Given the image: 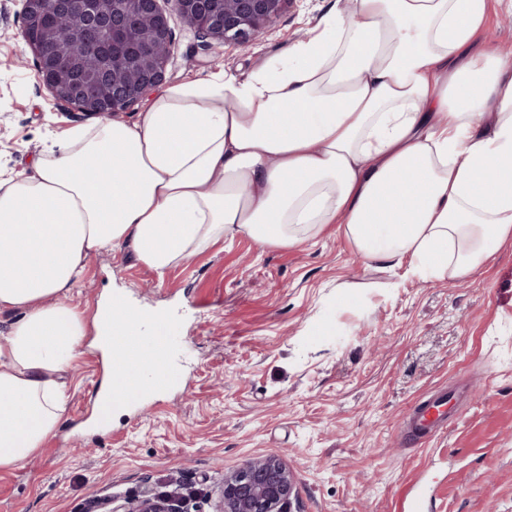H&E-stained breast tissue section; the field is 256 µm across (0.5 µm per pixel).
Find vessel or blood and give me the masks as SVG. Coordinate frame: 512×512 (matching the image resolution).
<instances>
[{"instance_id":"b4317fda","label":"vessel or blood","mask_w":512,"mask_h":512,"mask_svg":"<svg viewBox=\"0 0 512 512\" xmlns=\"http://www.w3.org/2000/svg\"><path fill=\"white\" fill-rule=\"evenodd\" d=\"M106 342L112 351V381L114 399L137 397L161 390L168 381L165 363L184 343L168 317L159 316L152 322L150 333L118 321ZM408 421L416 435L430 433L439 421L430 408L413 409Z\"/></svg>"}]
</instances>
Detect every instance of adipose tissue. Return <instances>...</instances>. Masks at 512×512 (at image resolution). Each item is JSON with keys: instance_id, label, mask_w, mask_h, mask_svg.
<instances>
[{"instance_id": "ef3b65f1", "label": "adipose tissue", "mask_w": 512, "mask_h": 512, "mask_svg": "<svg viewBox=\"0 0 512 512\" xmlns=\"http://www.w3.org/2000/svg\"><path fill=\"white\" fill-rule=\"evenodd\" d=\"M490 0H354L245 78L156 89L136 120L75 127L0 180V470L57 430L82 343L66 304L90 258L156 273L224 236L292 247L340 224L365 258L464 277L512 238V55ZM510 19V20H509ZM512 16L502 11L494 0L490 1L487 15V33L491 39L502 47L512 45Z\"/></svg>"}]
</instances>
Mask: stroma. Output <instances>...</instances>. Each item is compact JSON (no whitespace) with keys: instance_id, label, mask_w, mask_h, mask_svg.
<instances>
[{"instance_id":"1","label":"stroma","mask_w":512,"mask_h":512,"mask_svg":"<svg viewBox=\"0 0 512 512\" xmlns=\"http://www.w3.org/2000/svg\"><path fill=\"white\" fill-rule=\"evenodd\" d=\"M334 0H291L246 49L203 43L178 14L165 81L240 77L311 32ZM19 0H0V175L29 171L49 139L81 120L19 65ZM166 314L185 340L168 389L129 402L97 431L101 355L82 346L64 420L22 466L0 470V512H96L99 501L179 493L183 512H216L224 476L279 456L291 512H512V239L467 277L424 279L357 254L341 226L306 244L238 235L164 275L131 246L90 259L70 297L93 321L108 291ZM449 398L430 437L410 409Z\"/></svg>"}]
</instances>
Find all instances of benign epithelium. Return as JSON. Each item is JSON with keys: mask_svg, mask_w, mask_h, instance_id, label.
Masks as SVG:
<instances>
[{"mask_svg": "<svg viewBox=\"0 0 512 512\" xmlns=\"http://www.w3.org/2000/svg\"><path fill=\"white\" fill-rule=\"evenodd\" d=\"M21 35L33 53L41 84L53 98L107 122L138 104L165 79L172 52L168 11L178 13L206 42L249 47L283 14L291 0H20ZM74 19L68 65L58 52L31 38L51 15ZM291 472L277 456H260L224 477L218 512H287ZM105 512H180L173 496L146 494Z\"/></svg>", "mask_w": 512, "mask_h": 512, "instance_id": "1", "label": "benign epithelium"}]
</instances>
